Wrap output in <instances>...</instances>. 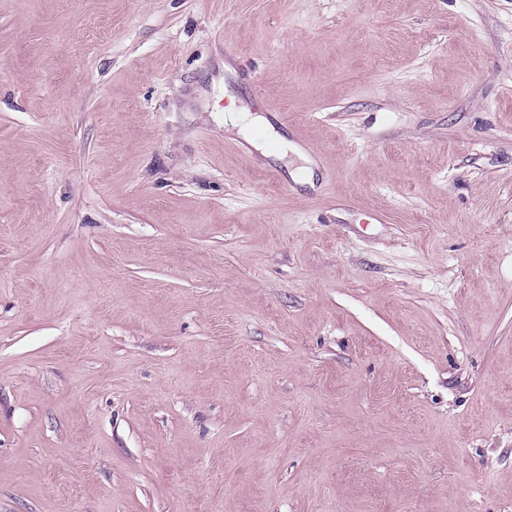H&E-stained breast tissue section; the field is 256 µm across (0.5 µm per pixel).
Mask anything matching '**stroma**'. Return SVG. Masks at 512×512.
Wrapping results in <instances>:
<instances>
[{"instance_id": "stroma-1", "label": "stroma", "mask_w": 512, "mask_h": 512, "mask_svg": "<svg viewBox=\"0 0 512 512\" xmlns=\"http://www.w3.org/2000/svg\"><path fill=\"white\" fill-rule=\"evenodd\" d=\"M0 512H512V0H0Z\"/></svg>"}]
</instances>
